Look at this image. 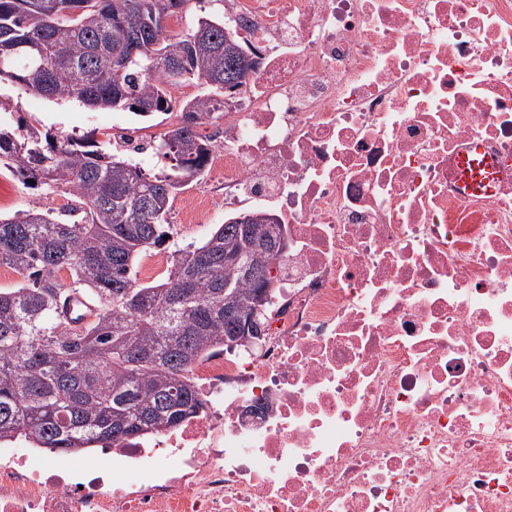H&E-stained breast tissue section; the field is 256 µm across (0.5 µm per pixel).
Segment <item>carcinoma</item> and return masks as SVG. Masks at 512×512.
<instances>
[{
    "mask_svg": "<svg viewBox=\"0 0 512 512\" xmlns=\"http://www.w3.org/2000/svg\"><path fill=\"white\" fill-rule=\"evenodd\" d=\"M46 2L0 0V84L142 116L173 109L171 86L197 79L213 89L151 144L171 161L155 175L90 135L0 123V162L24 183L68 186L85 213L82 224L36 207L0 217V264L22 278L0 289V439L68 454L168 431L204 408L192 369L224 348L226 313L250 309L257 288L224 253L247 248L239 229L264 239L277 220L244 212L202 244L175 247L164 282L138 283L136 259L165 244L172 201L203 173L210 147L197 127L224 107V93L247 85L255 63L219 17L204 32L199 19L172 34L150 0H57L61 20ZM129 34L137 51L115 72L112 52ZM75 291L97 308L93 320L62 316Z\"/></svg>",
    "mask_w": 512,
    "mask_h": 512,
    "instance_id": "cac0c4a2",
    "label": "carcinoma"
}]
</instances>
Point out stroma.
Segmentation results:
<instances>
[{"label": "stroma", "mask_w": 512, "mask_h": 512, "mask_svg": "<svg viewBox=\"0 0 512 512\" xmlns=\"http://www.w3.org/2000/svg\"><path fill=\"white\" fill-rule=\"evenodd\" d=\"M209 88L200 81H189L172 86L173 111L157 112L148 117L128 110H94L75 101H51L36 95L22 86L5 83L0 85V119L14 126H33L60 136L91 134L115 154L125 155L122 135L135 138L158 139L180 119L178 111L182 102L208 93ZM224 195V174L214 170L207 184L192 183L174 198L167 222L172 238L164 244V252L175 246L208 238L217 224L224 221V206L219 199ZM194 198L200 207L208 209L209 218L201 225L191 224L183 208L186 198ZM52 210L59 221L67 224L81 223L82 211L72 191L60 188L48 190L27 185L18 180L6 166H0V213L13 214L32 206Z\"/></svg>", "instance_id": "obj_1"}]
</instances>
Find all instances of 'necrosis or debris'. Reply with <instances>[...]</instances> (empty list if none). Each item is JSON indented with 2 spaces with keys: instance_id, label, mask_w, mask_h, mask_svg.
Listing matches in <instances>:
<instances>
[{
  "instance_id": "4bbe7bcc",
  "label": "necrosis or debris",
  "mask_w": 512,
  "mask_h": 512,
  "mask_svg": "<svg viewBox=\"0 0 512 512\" xmlns=\"http://www.w3.org/2000/svg\"><path fill=\"white\" fill-rule=\"evenodd\" d=\"M226 10L257 66L207 166L288 239L260 352L94 462L0 441V512H512V0ZM475 144L488 198L456 188Z\"/></svg>"
}]
</instances>
